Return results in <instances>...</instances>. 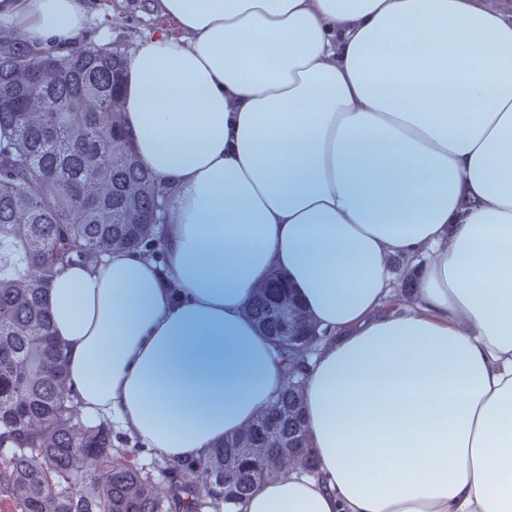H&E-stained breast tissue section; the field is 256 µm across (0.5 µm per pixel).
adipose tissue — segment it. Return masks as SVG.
<instances>
[{
  "label": "adipose tissue",
  "mask_w": 512,
  "mask_h": 512,
  "mask_svg": "<svg viewBox=\"0 0 512 512\" xmlns=\"http://www.w3.org/2000/svg\"><path fill=\"white\" fill-rule=\"evenodd\" d=\"M87 0H0L67 48ZM125 126L173 190L158 272L73 265L47 294L73 403L174 461L284 379L246 310L279 277L327 336L314 472L237 512H512V20L500 0H157ZM413 305L389 311L393 258Z\"/></svg>",
  "instance_id": "obj_1"
}]
</instances>
